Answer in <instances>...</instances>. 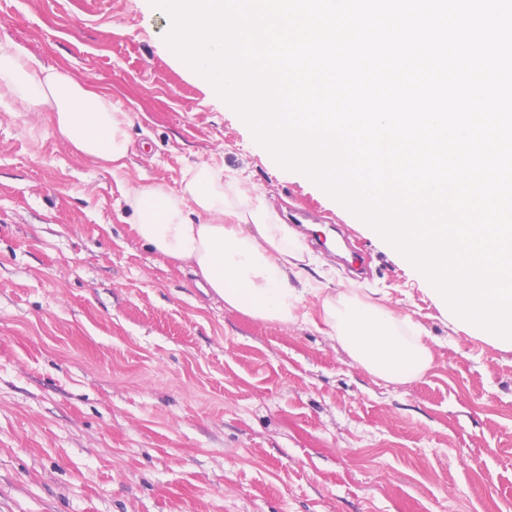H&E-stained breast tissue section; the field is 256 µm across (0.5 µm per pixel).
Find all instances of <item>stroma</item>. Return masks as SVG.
I'll return each mask as SVG.
<instances>
[{
  "label": "stroma",
  "instance_id": "1",
  "mask_svg": "<svg viewBox=\"0 0 512 512\" xmlns=\"http://www.w3.org/2000/svg\"><path fill=\"white\" fill-rule=\"evenodd\" d=\"M148 0H0V40L128 112L127 166L75 152L50 108L0 103V512H512V349L473 337L368 223L284 168L170 52ZM276 216L314 205L368 271L304 244L324 287L411 320L433 355L392 384L320 302L262 321L132 229L122 191L201 164Z\"/></svg>",
  "mask_w": 512,
  "mask_h": 512
}]
</instances>
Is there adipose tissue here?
Wrapping results in <instances>:
<instances>
[{"mask_svg": "<svg viewBox=\"0 0 512 512\" xmlns=\"http://www.w3.org/2000/svg\"><path fill=\"white\" fill-rule=\"evenodd\" d=\"M20 110L50 107L59 135L76 151L121 169L129 153V116L104 96L48 69L24 47L0 41V100ZM137 236L154 251L189 266L201 287L252 318L296 322L303 294L292 279L311 280L302 249L260 195L207 165L195 168L180 191L162 185L126 188ZM322 321L352 361L385 382L421 378L433 357L416 325L358 289L314 291Z\"/></svg>", "mask_w": 512, "mask_h": 512, "instance_id": "obj_1", "label": "adipose tissue"}]
</instances>
